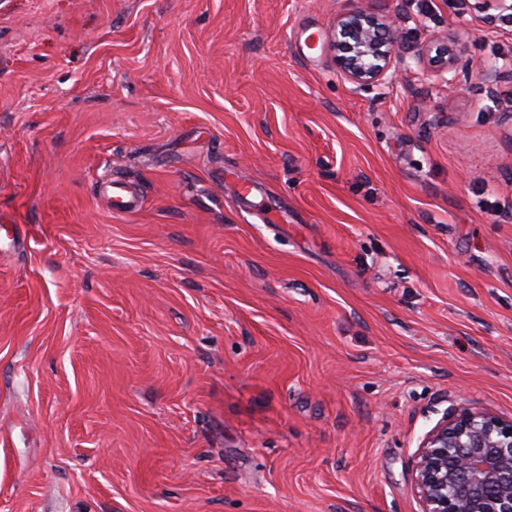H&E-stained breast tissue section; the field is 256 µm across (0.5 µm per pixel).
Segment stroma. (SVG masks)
I'll use <instances>...</instances> for the list:
<instances>
[{
	"label": "stroma",
	"mask_w": 512,
	"mask_h": 512,
	"mask_svg": "<svg viewBox=\"0 0 512 512\" xmlns=\"http://www.w3.org/2000/svg\"><path fill=\"white\" fill-rule=\"evenodd\" d=\"M474 3L0 0V512H421L427 433L512 418V121L476 70L512 23ZM357 8L396 80L338 72ZM439 36L455 95L413 65ZM397 39L398 34L383 15L355 9L336 16L330 48L336 68L362 88L392 77ZM99 192L106 196L115 214H129L142 206L141 195L134 193L119 180L102 179L98 184Z\"/></svg>",
	"instance_id": "1"
}]
</instances>
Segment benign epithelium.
Instances as JSON below:
<instances>
[{
  "instance_id": "benign-epithelium-1",
  "label": "benign epithelium",
  "mask_w": 512,
  "mask_h": 512,
  "mask_svg": "<svg viewBox=\"0 0 512 512\" xmlns=\"http://www.w3.org/2000/svg\"><path fill=\"white\" fill-rule=\"evenodd\" d=\"M398 34L388 20L366 9L336 16L330 48L336 68L359 88L392 76ZM415 62L445 74L457 68L458 58L448 45L436 56ZM479 91L498 98L503 71L478 68ZM411 482L422 512H512V420L463 409L437 424L423 440L411 465Z\"/></svg>"
}]
</instances>
